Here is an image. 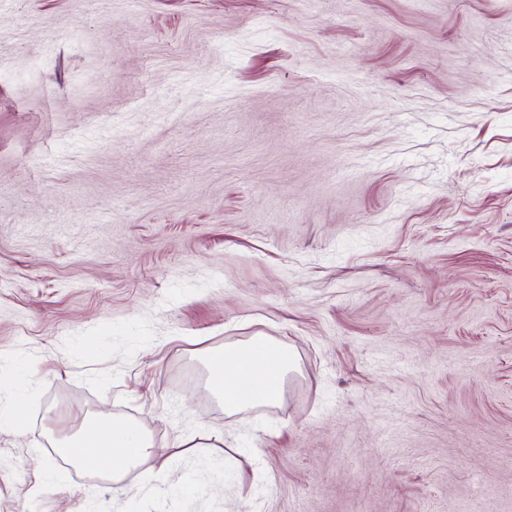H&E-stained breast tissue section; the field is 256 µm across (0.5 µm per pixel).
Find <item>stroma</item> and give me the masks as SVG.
Instances as JSON below:
<instances>
[{
  "label": "stroma",
  "mask_w": 512,
  "mask_h": 512,
  "mask_svg": "<svg viewBox=\"0 0 512 512\" xmlns=\"http://www.w3.org/2000/svg\"><path fill=\"white\" fill-rule=\"evenodd\" d=\"M510 45L512 0H0V512H512ZM255 336L287 395L225 414ZM96 418L154 444L121 484L50 451ZM292 365L288 347L256 337L246 343L224 345V351H219L209 366V384L224 402V411L233 414L248 404L280 400ZM243 384L249 388L247 396L241 393Z\"/></svg>",
  "instance_id": "stroma-1"
}]
</instances>
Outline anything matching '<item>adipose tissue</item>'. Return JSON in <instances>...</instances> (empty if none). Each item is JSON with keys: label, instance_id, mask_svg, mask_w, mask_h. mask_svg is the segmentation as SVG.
<instances>
[{"label": "adipose tissue", "instance_id": "ef3b65f1", "mask_svg": "<svg viewBox=\"0 0 512 512\" xmlns=\"http://www.w3.org/2000/svg\"><path fill=\"white\" fill-rule=\"evenodd\" d=\"M293 359L287 347L257 337L246 343L225 346L209 368L212 390L233 414L245 405L270 404L283 396ZM103 439L109 448L106 455L94 458V465L113 479L140 466L152 453L153 444L140 425L97 419L86 431H78L64 442L81 447Z\"/></svg>", "mask_w": 512, "mask_h": 512}]
</instances>
